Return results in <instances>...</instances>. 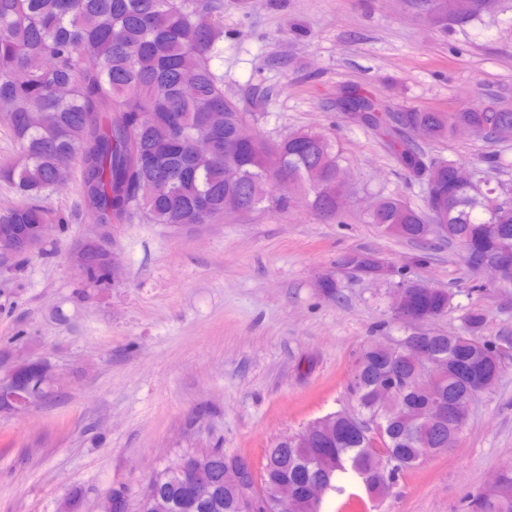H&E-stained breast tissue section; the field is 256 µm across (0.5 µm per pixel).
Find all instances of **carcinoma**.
<instances>
[{
    "instance_id": "obj_1",
    "label": "carcinoma",
    "mask_w": 512,
    "mask_h": 512,
    "mask_svg": "<svg viewBox=\"0 0 512 512\" xmlns=\"http://www.w3.org/2000/svg\"><path fill=\"white\" fill-rule=\"evenodd\" d=\"M414 8L442 32L480 19V0H413ZM224 0H0V123L21 148V158L0 166V179L13 185L21 202L0 213V224H44L42 205L53 186L66 178L61 161L79 162L82 204L95 224L145 221L149 224H210L246 205L285 211L291 198L276 199L271 184L288 180L294 195L324 218L339 216L336 194L340 165L334 145L317 131H299L270 142H234L246 121L238 103L224 94ZM337 108L378 132L405 177L421 183L428 170L434 188L423 184V205L415 208L398 195H382L370 214L383 231L425 242L432 225L439 238L466 246L494 266L512 259V187L482 198L453 178L456 161L434 158L417 148L408 131L430 141L455 128H472L489 143L512 134V107L488 98L457 112L395 110L359 93L342 97ZM205 112L224 113L215 133L204 126ZM213 137L207 156L186 154L182 142ZM240 175L224 183V166ZM512 162L491 152L474 170L484 174ZM87 283L107 284V256L92 258ZM452 294L426 284L407 294L408 321H433L448 312ZM486 315L470 310L464 331L426 337L410 333L381 347L365 345L351 370L347 393L353 408L330 413L298 432L291 442L267 450L262 484L288 495L313 486L327 496L341 493L336 475L350 474L366 492L382 494L396 482V471L419 465L430 452L454 442L462 423L427 410L436 399L453 401L472 390L460 369L475 360L489 373L501 371L497 347L481 332ZM423 345L438 360L428 376L419 373L409 349ZM34 402L48 394L41 378L25 379ZM209 478L224 482L222 448H203ZM496 490L482 492L475 512H512V467L500 474ZM180 474L170 466L139 493L136 512H150L161 498L164 512H239L234 494L222 487L190 507L177 495Z\"/></svg>"
}]
</instances>
